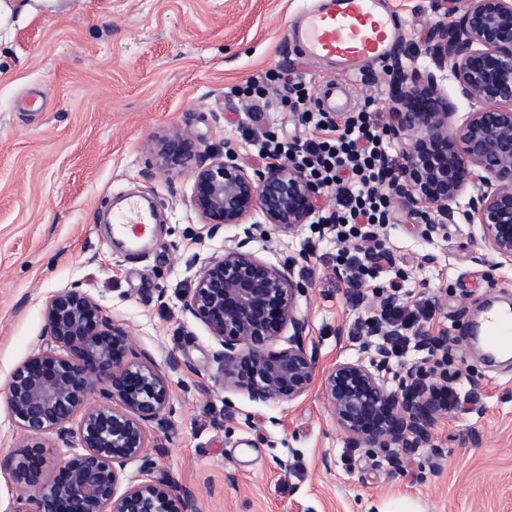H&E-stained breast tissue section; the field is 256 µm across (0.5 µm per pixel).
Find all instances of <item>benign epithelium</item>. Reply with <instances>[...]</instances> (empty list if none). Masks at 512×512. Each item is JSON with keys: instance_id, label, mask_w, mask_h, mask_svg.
Returning a JSON list of instances; mask_svg holds the SVG:
<instances>
[{"instance_id": "benign-epithelium-1", "label": "benign epithelium", "mask_w": 512, "mask_h": 512, "mask_svg": "<svg viewBox=\"0 0 512 512\" xmlns=\"http://www.w3.org/2000/svg\"><path fill=\"white\" fill-rule=\"evenodd\" d=\"M434 69L412 74L393 98L391 130L406 154L392 184L394 198L416 208L422 234L435 241L449 224L477 228L478 251L512 265V0H464L460 16L436 24L425 47ZM451 70L460 95L477 104L449 124L452 103L437 73ZM158 169L187 171L189 203L211 238L232 227L224 254L186 265L199 267L181 306L217 341L218 380L255 403L294 401L316 380L348 447L381 448L388 465L433 447L448 409L433 391L448 388L446 336H431L426 361L393 366L385 346L369 357L336 362L317 374L305 340L303 288L290 266L260 258L251 244L270 231L295 233L311 223L324 189L284 164L247 169L237 151L204 156L186 130L160 142ZM47 346L10 374L6 402L25 450L0 456L26 495L13 512H196L191 492L171 481L129 486L116 493L128 461L144 456L149 426L172 411L171 376L187 371L174 355L157 362L137 349L130 331L76 287L52 295L43 309ZM289 333L288 345H273ZM77 429L68 427L75 414ZM74 438L81 452L43 479V435Z\"/></svg>"}]
</instances>
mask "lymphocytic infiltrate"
Listing matches in <instances>:
<instances>
[{"label":"lymphocytic infiltrate","mask_w":512,"mask_h":512,"mask_svg":"<svg viewBox=\"0 0 512 512\" xmlns=\"http://www.w3.org/2000/svg\"><path fill=\"white\" fill-rule=\"evenodd\" d=\"M272 92L280 95L283 107L299 113L302 125L312 129V137L280 140L253 129L248 139L261 159L292 164L330 189L331 209L319 214L317 221L335 225L340 241L354 242L356 252L348 259L349 283L365 285L378 258L369 229L388 223L389 187L400 168L380 123L384 107L378 98L368 96L358 111L334 117L310 106L302 83L283 84L280 74L273 71L247 80L241 90L253 102ZM432 309L428 300L412 309L397 304L376 314L372 327L384 330V342L398 357L410 344L425 346L426 336L413 339L408 331L430 318Z\"/></svg>","instance_id":"obj_1"}]
</instances>
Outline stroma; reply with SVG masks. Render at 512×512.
I'll return each mask as SVG.
<instances>
[{
  "mask_svg": "<svg viewBox=\"0 0 512 512\" xmlns=\"http://www.w3.org/2000/svg\"><path fill=\"white\" fill-rule=\"evenodd\" d=\"M307 3L0 0L12 15L0 30V454L21 444L5 401L10 373L42 342L46 300L76 287L157 361L173 354L189 367L173 378V413L153 429L144 457L127 463L122 485L175 482L193 493L197 512H512V363L490 367L464 343L449 351L469 400L438 423L433 447L395 470L381 449L347 446L319 387L264 404L214 383L217 343L181 313L195 280L182 255L222 254L235 231L208 237L189 205L188 172L158 171L155 140L186 129L202 149L229 143L244 166L258 167L246 129L278 135L294 118L243 111L232 87L269 70L314 85L341 78L287 42ZM433 4L390 0L403 41L387 64L356 76L360 93L391 99L397 74L430 67L424 46L443 16ZM24 97L35 108H21ZM144 197L165 223L144 248L116 249L112 206ZM391 210L382 239L390 261L367 295L403 279L406 306L439 304L421 329L456 338L488 298L512 301V265L473 261L472 228L449 225L431 243L412 207L398 200ZM252 248L269 264H292L318 369L362 356L373 338L356 328L370 307L350 303L334 235L308 224ZM428 251L438 266H422Z\"/></svg>",
  "mask_w": 512,
  "mask_h": 512,
  "instance_id": "1",
  "label": "stroma"
}]
</instances>
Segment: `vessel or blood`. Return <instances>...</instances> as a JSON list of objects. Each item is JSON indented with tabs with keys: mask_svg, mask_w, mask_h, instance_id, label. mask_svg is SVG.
Returning <instances> with one entry per match:
<instances>
[{
	"mask_svg": "<svg viewBox=\"0 0 512 512\" xmlns=\"http://www.w3.org/2000/svg\"><path fill=\"white\" fill-rule=\"evenodd\" d=\"M404 22L385 0H311L292 24L289 40L305 59L340 68L348 80L321 85L316 93L318 110L333 115L350 111L354 91L349 82L366 65L382 62L397 45ZM114 238L138 247L152 234L153 209L131 201L112 217ZM463 332L491 349L512 352V316L488 310L478 323H467Z\"/></svg>",
	"mask_w": 512,
	"mask_h": 512,
	"instance_id": "obj_1",
	"label": "vessel or blood"
}]
</instances>
